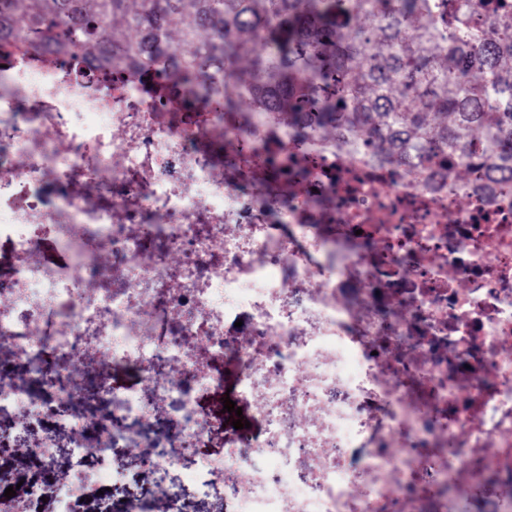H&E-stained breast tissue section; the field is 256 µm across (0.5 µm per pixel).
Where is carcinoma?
I'll return each instance as SVG.
<instances>
[{"instance_id":"carcinoma-1","label":"carcinoma","mask_w":512,"mask_h":512,"mask_svg":"<svg viewBox=\"0 0 512 512\" xmlns=\"http://www.w3.org/2000/svg\"><path fill=\"white\" fill-rule=\"evenodd\" d=\"M484 0H0V21L37 46L112 59L206 86L221 106L336 139L417 175L436 154L461 183L477 157L512 192V9ZM374 22L368 31L356 26Z\"/></svg>"}]
</instances>
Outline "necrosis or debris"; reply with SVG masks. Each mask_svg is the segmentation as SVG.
Segmentation results:
<instances>
[{
  "mask_svg": "<svg viewBox=\"0 0 512 512\" xmlns=\"http://www.w3.org/2000/svg\"><path fill=\"white\" fill-rule=\"evenodd\" d=\"M63 58L0 34V417L46 469L69 457L0 512H73L132 455L155 484L128 512H182L174 477L237 512H512V194ZM228 360L261 437L211 451Z\"/></svg>",
  "mask_w": 512,
  "mask_h": 512,
  "instance_id": "4bbe7bcc",
  "label": "necrosis or debris"
}]
</instances>
